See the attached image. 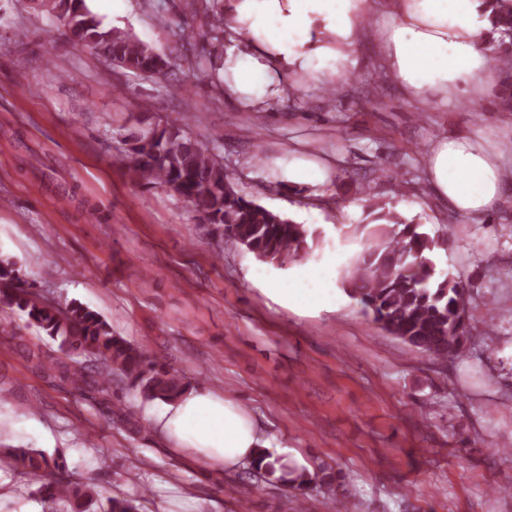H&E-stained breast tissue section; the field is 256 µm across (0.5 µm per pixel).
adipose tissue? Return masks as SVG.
<instances>
[{"label": "adipose tissue", "instance_id": "obj_1", "mask_svg": "<svg viewBox=\"0 0 512 512\" xmlns=\"http://www.w3.org/2000/svg\"><path fill=\"white\" fill-rule=\"evenodd\" d=\"M223 9L224 93L249 108L280 96L283 73L340 87L370 18L380 66L412 100L445 105L499 79L484 51L494 30L487 0H223ZM503 156L479 134L441 138L425 158L429 185L453 213L483 215L504 200ZM154 417L174 447L228 469L266 446L252 413L229 393L191 388Z\"/></svg>", "mask_w": 512, "mask_h": 512}]
</instances>
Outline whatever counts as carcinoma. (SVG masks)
Segmentation results:
<instances>
[{
    "instance_id": "carcinoma-1",
    "label": "carcinoma",
    "mask_w": 512,
    "mask_h": 512,
    "mask_svg": "<svg viewBox=\"0 0 512 512\" xmlns=\"http://www.w3.org/2000/svg\"><path fill=\"white\" fill-rule=\"evenodd\" d=\"M210 12V49L198 50L199 33L188 16L162 23L177 37L176 59L194 67L203 58L222 59L215 48L224 39L221 0H204ZM493 23L499 37L492 42L491 62L512 88V0H491ZM36 8L58 20L62 34L103 62L145 79L167 78L170 59L153 46L117 28L106 27L83 0H36ZM123 163L130 177L145 186L159 185L183 199L198 223L222 229L221 236L240 245L256 258L273 264L307 259L323 241L303 224L270 210L239 192L224 171V157L201 143L183 119L146 118L140 131L128 138ZM376 224H354L346 237L360 248L340 274L348 296L362 305L366 315L388 334L402 340L429 360L446 362L463 357L469 342L465 289L441 271L439 251L448 248L450 233L431 235L418 224H400L382 212ZM0 302L27 312L29 320L58 343L61 355L36 345L21 344L19 351L31 369L81 394H109L112 375H121L139 388L147 400H174L189 382L175 369L147 359L112 326L83 304L43 300L19 275L17 263L0 257ZM74 354L96 361L93 368L68 362ZM266 453L258 454L255 473L305 493L310 475L304 468L275 467ZM0 463L28 475L38 487L35 498L62 500L67 512H139L135 497L112 498L102 504L94 487L65 478L64 462L32 448H3Z\"/></svg>"
}]
</instances>
